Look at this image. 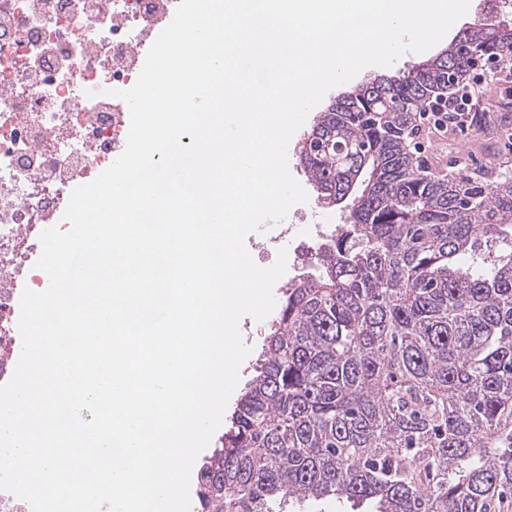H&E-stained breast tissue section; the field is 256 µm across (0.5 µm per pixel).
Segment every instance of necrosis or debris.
I'll return each instance as SVG.
<instances>
[{
    "label": "necrosis or debris",
    "instance_id": "4bbe7bcc",
    "mask_svg": "<svg viewBox=\"0 0 512 512\" xmlns=\"http://www.w3.org/2000/svg\"><path fill=\"white\" fill-rule=\"evenodd\" d=\"M170 0H0V364L19 330L15 290L49 281L24 265L71 185L123 153L121 90L140 73Z\"/></svg>",
    "mask_w": 512,
    "mask_h": 512
}]
</instances>
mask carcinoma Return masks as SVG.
<instances>
[{"mask_svg": "<svg viewBox=\"0 0 512 512\" xmlns=\"http://www.w3.org/2000/svg\"><path fill=\"white\" fill-rule=\"evenodd\" d=\"M512 48L488 21L317 113L298 165L328 207L352 199L290 282L254 376L202 464L201 512L286 499L378 512H503L512 494V179L419 173L416 112ZM505 245L477 271L457 258Z\"/></svg>", "mask_w": 512, "mask_h": 512, "instance_id": "cac0c4a2", "label": "carcinoma"}]
</instances>
